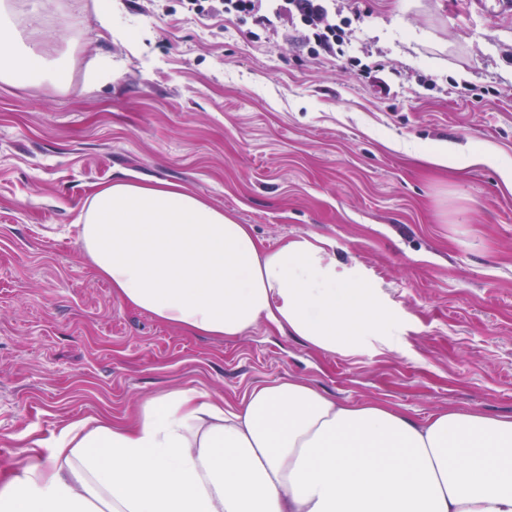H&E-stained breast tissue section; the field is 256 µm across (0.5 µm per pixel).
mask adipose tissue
Returning <instances> with one entry per match:
<instances>
[{"mask_svg":"<svg viewBox=\"0 0 512 512\" xmlns=\"http://www.w3.org/2000/svg\"><path fill=\"white\" fill-rule=\"evenodd\" d=\"M50 68L0 0V83L23 88ZM441 168H512L494 153L444 147ZM84 252L122 303L197 336L263 324L325 354L356 353L380 333L336 259L308 239L271 249L188 187L117 178L77 218ZM0 512H512V415L451 408L425 420L386 401L337 400L285 377L225 405L207 390L145 399L133 422L67 423L31 439L0 484Z\"/></svg>","mask_w":512,"mask_h":512,"instance_id":"obj_1","label":"adipose tissue"}]
</instances>
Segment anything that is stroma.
Here are the masks:
<instances>
[{
  "label": "stroma",
  "mask_w": 512,
  "mask_h": 512,
  "mask_svg": "<svg viewBox=\"0 0 512 512\" xmlns=\"http://www.w3.org/2000/svg\"><path fill=\"white\" fill-rule=\"evenodd\" d=\"M188 11L184 0H12L67 85L0 84V483L27 432L129 418L203 386L234 403L293 376L336 399L424 420L512 415V6L506 0H332L344 56H313L287 16ZM191 188L266 247L320 240L368 287L383 338L321 354L260 325L195 336L122 304L78 243L98 184ZM467 165H489L499 169L505 187L512 191V168L500 163L499 158L492 152L472 153L464 158Z\"/></svg>",
  "instance_id": "1"
}]
</instances>
